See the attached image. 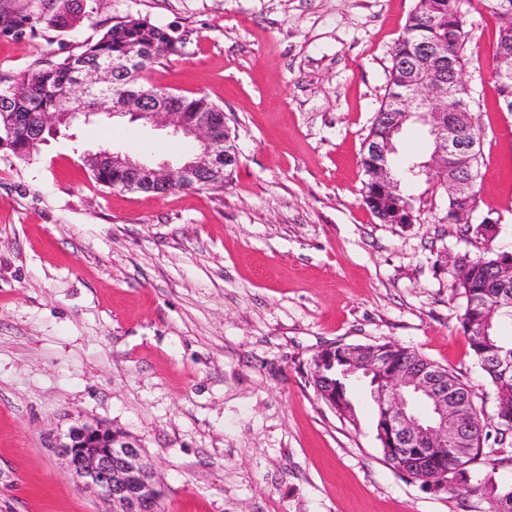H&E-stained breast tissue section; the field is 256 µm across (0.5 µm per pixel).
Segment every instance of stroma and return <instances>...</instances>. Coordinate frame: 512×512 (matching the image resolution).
<instances>
[{"mask_svg": "<svg viewBox=\"0 0 512 512\" xmlns=\"http://www.w3.org/2000/svg\"><path fill=\"white\" fill-rule=\"evenodd\" d=\"M415 0H0V83L61 61L128 17L184 34L148 75L223 108L239 162L223 186L156 195L96 184L80 151L178 162L140 120L77 123L21 160L0 148V512H108L48 440L74 419L141 440L164 512H489L512 479L488 431L467 489L430 492L388 465L376 405L357 423L316 394L332 343L396 342L488 390L451 284L482 240L419 183L413 224L363 204L360 163ZM464 79L483 131L473 222L512 252V114L492 76L500 21L466 0Z\"/></svg>", "mask_w": 512, "mask_h": 512, "instance_id": "obj_1", "label": "stroma"}]
</instances>
